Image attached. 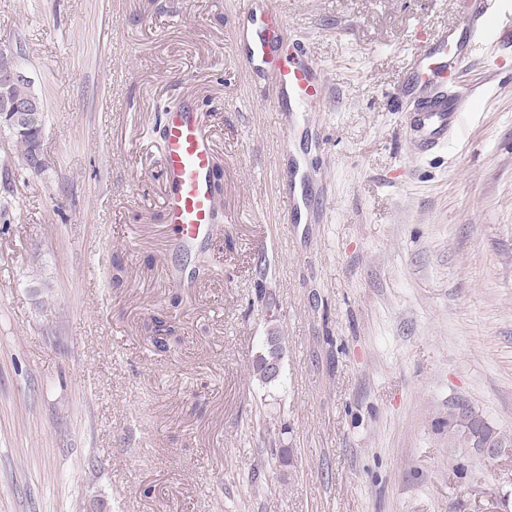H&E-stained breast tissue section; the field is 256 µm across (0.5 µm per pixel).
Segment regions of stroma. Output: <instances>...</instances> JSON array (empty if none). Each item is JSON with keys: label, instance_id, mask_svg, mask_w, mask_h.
Masks as SVG:
<instances>
[{"label": "stroma", "instance_id": "1", "mask_svg": "<svg viewBox=\"0 0 512 512\" xmlns=\"http://www.w3.org/2000/svg\"><path fill=\"white\" fill-rule=\"evenodd\" d=\"M242 6L0 0L47 159L24 172L0 128V512H512V459L448 441L459 400L512 431V38L422 148L402 88L429 33L465 26L460 0H279L331 77L287 118L233 48ZM184 103L223 171L194 243L163 211ZM287 160L315 223L284 217ZM284 352L285 343L281 334L274 335V332H272L271 336H265L262 351L252 363L251 371L254 378L266 385L278 383L282 377L281 373L277 378L270 374L266 367V361L272 358H280L283 360Z\"/></svg>", "mask_w": 512, "mask_h": 512}]
</instances>
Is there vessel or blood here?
<instances>
[{"label":"vessel or blood","mask_w":512,"mask_h":512,"mask_svg":"<svg viewBox=\"0 0 512 512\" xmlns=\"http://www.w3.org/2000/svg\"><path fill=\"white\" fill-rule=\"evenodd\" d=\"M468 13L464 32L442 29L431 36L429 49L414 56L413 79L426 93L416 119L418 129L433 141L446 139L461 118L458 90L449 88V73H461L480 52L490 34L488 16L494 0H463ZM284 26L276 0H247L232 29L236 51L250 75L268 86L277 107L321 109L328 75L319 65L289 54L280 38ZM165 221L187 242L209 239L216 203L210 175L214 145L210 132L190 105L167 112L163 137Z\"/></svg>","instance_id":"vessel-or-blood-1"}]
</instances>
